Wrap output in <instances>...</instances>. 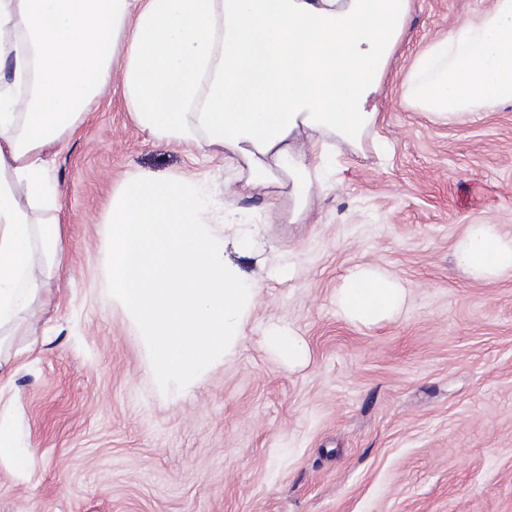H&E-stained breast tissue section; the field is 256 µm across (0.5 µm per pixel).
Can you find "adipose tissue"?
Segmentation results:
<instances>
[{"label":"adipose tissue","mask_w":512,"mask_h":512,"mask_svg":"<svg viewBox=\"0 0 512 512\" xmlns=\"http://www.w3.org/2000/svg\"><path fill=\"white\" fill-rule=\"evenodd\" d=\"M412 9L413 0H0V335L32 333L35 273L60 267L64 253L60 225L38 219L57 207L48 156L112 80L150 137L223 148L249 187L286 172L290 221L301 224L322 178L309 148L362 149ZM405 86L408 102L448 122L512 103V0H494L422 53ZM455 257L470 279L492 281L512 271V237L468 225ZM403 300L376 266L353 271L336 297L364 322ZM0 461L19 473L36 464L7 409Z\"/></svg>","instance_id":"adipose-tissue-1"}]
</instances>
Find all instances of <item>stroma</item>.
Masks as SVG:
<instances>
[{
    "mask_svg": "<svg viewBox=\"0 0 512 512\" xmlns=\"http://www.w3.org/2000/svg\"><path fill=\"white\" fill-rule=\"evenodd\" d=\"M493 0H414L361 151L333 155L288 221L287 186L243 189L223 152L157 141L113 83L53 162L66 238L38 275L32 336L0 343V389L37 459L0 463V512H512V271L470 280L467 225L512 237V104L442 123L404 100L417 58ZM180 174L230 203L224 262L259 286L239 341L183 394L105 301L103 218L134 176ZM375 265L394 316L347 319L336 296ZM304 343L297 364L267 336Z\"/></svg>",
    "mask_w": 512,
    "mask_h": 512,
    "instance_id": "35a3bbf8",
    "label": "stroma"
}]
</instances>
